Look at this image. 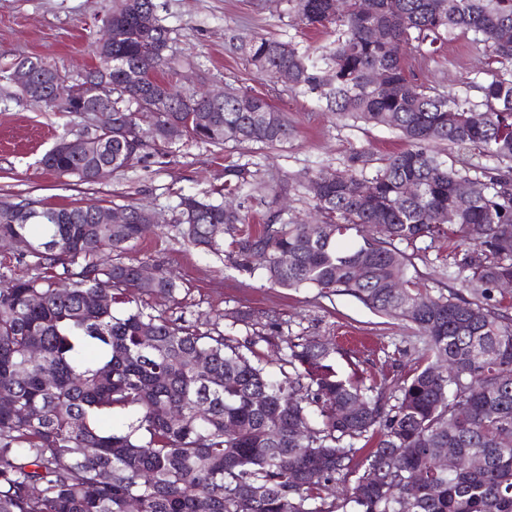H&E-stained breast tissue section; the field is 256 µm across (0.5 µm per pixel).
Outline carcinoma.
Returning a JSON list of instances; mask_svg holds the SVG:
<instances>
[{
	"label": "carcinoma",
	"mask_w": 512,
	"mask_h": 512,
	"mask_svg": "<svg viewBox=\"0 0 512 512\" xmlns=\"http://www.w3.org/2000/svg\"><path fill=\"white\" fill-rule=\"evenodd\" d=\"M292 2L302 24L331 29L325 55L238 35L229 38L233 52L262 76L288 72L340 121L395 129L407 148L369 177H308L319 219L300 224L279 210L247 224L233 200L261 184L248 165H227L217 190L227 202L179 196L181 236L217 256L228 237L235 263L274 286L345 292L409 323L423 342L420 363L390 390L366 384L356 367L339 376L335 344L306 340L288 344L275 379L257 350L265 337L236 342L218 318L202 331L148 313L146 299L174 297L177 282L160 273L145 285L143 262L100 260L153 231L138 205H121L131 221L110 225L93 223L95 203L0 199V241L24 236L31 248L19 259L43 269L0 273V390L14 396L0 408V512H127L133 499L140 512H512V318L488 303L512 281V72L481 87L478 110L415 82L405 63L408 51L431 57L461 32L491 62L512 64V0H346L341 11L335 0ZM153 11L154 0L113 9L101 45L112 87L100 98L73 95L37 57L14 64L31 80L17 94L52 112L112 108V132L78 135L80 151L49 149L45 169L93 184L102 164L125 171L148 149L165 153L175 126L216 147L291 136L286 115L261 94L232 89L222 103L176 94L159 74L171 63V30L158 18L151 34L138 26ZM452 146L496 166L450 165ZM460 181L470 186L465 199L455 193ZM410 182L419 187L413 197L404 194ZM457 235L471 248L449 254L446 268L463 276L470 299L432 294L407 252ZM257 255L265 256L259 268L250 266ZM61 278L71 285L65 297L54 294ZM115 414L133 421L97 426ZM444 448L482 464L444 471ZM400 484L406 493L397 497Z\"/></svg>",
	"instance_id": "cac0c4a2"
}]
</instances>
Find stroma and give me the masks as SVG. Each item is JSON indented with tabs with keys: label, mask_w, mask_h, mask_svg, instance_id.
Masks as SVG:
<instances>
[{
	"label": "stroma",
	"mask_w": 512,
	"mask_h": 512,
	"mask_svg": "<svg viewBox=\"0 0 512 512\" xmlns=\"http://www.w3.org/2000/svg\"><path fill=\"white\" fill-rule=\"evenodd\" d=\"M156 14L171 31V53L177 69L175 87L182 93L248 88L267 95L294 128L292 139L268 148L229 143L218 149L201 142L177 141L166 154L149 155L136 167L114 173L92 185H77L45 170L42 155L63 136L95 131L97 116L52 112L15 96L4 77L12 64L36 56L58 68L68 82L81 80L99 63V30L115 0H0V199H31L64 206L98 201L110 207L134 202L156 216L157 228L131 243L124 259L146 262L171 273L179 284L174 298H153L148 310L172 320L200 324L218 313L228 314L226 335L242 340L265 335L258 348L270 371L287 341L335 337L341 350L333 362L340 375L358 364L365 377L397 381L417 356L421 343L408 324L382 316L356 298L339 292L271 286L259 275L238 268L185 244L175 222L179 194L205 196L224 183L229 164L253 163L264 189L241 198L252 223H265L272 192L284 189V219L306 220L312 201L299 185L321 169L350 171L351 157L370 159L405 149L399 134L385 126L337 121L321 109L315 94L291 90L283 82L257 75L224 46L226 35L279 37L321 53L330 42L328 30L301 25L287 0H155ZM418 83L480 102L481 86L495 71L481 48L463 34L452 35L433 60L411 63ZM448 241L436 239L414 256L423 282L442 292H462L461 281L443 275L439 264ZM277 321V334L268 324Z\"/></svg>",
	"instance_id": "stroma-1"
}]
</instances>
